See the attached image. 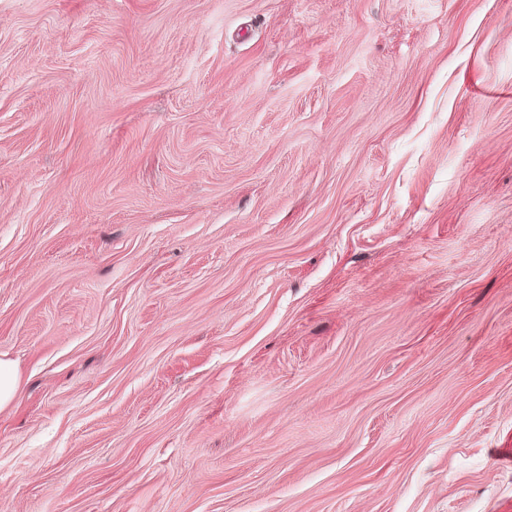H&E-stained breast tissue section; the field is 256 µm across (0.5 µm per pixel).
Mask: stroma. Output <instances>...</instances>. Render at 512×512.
<instances>
[{"mask_svg":"<svg viewBox=\"0 0 512 512\" xmlns=\"http://www.w3.org/2000/svg\"><path fill=\"white\" fill-rule=\"evenodd\" d=\"M0 512H512V0H0ZM20 386L16 364L0 353V410L10 405L17 397Z\"/></svg>","mask_w":512,"mask_h":512,"instance_id":"obj_1","label":"stroma"}]
</instances>
